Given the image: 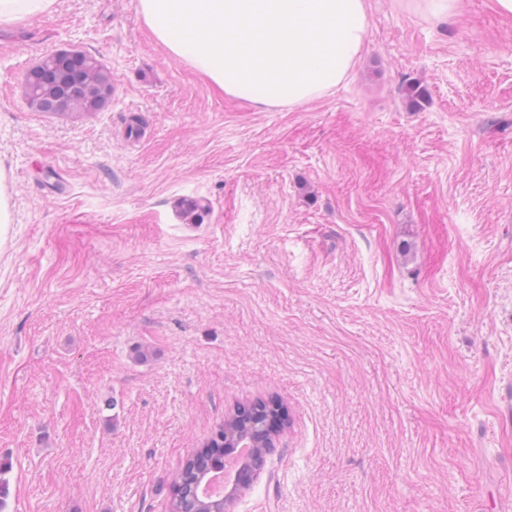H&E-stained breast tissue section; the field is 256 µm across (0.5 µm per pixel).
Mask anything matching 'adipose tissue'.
I'll list each match as a JSON object with an SVG mask.
<instances>
[{
	"mask_svg": "<svg viewBox=\"0 0 512 512\" xmlns=\"http://www.w3.org/2000/svg\"><path fill=\"white\" fill-rule=\"evenodd\" d=\"M166 50L234 97L305 105L344 82L369 28L367 0H139Z\"/></svg>",
	"mask_w": 512,
	"mask_h": 512,
	"instance_id": "ef3b65f1",
	"label": "adipose tissue"
}]
</instances>
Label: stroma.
Here are the masks:
<instances>
[{
  "mask_svg": "<svg viewBox=\"0 0 512 512\" xmlns=\"http://www.w3.org/2000/svg\"><path fill=\"white\" fill-rule=\"evenodd\" d=\"M368 5L351 77L289 108L226 96L139 0L0 26V512H170L192 449L271 398L233 512L512 498V16ZM61 49L111 71L102 112L28 105Z\"/></svg>",
  "mask_w": 512,
  "mask_h": 512,
  "instance_id": "35a3bbf8",
  "label": "stroma"
}]
</instances>
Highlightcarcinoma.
Here are the masks:
<instances>
[{
	"label": "carcinoma",
	"mask_w": 512,
	"mask_h": 512,
	"mask_svg": "<svg viewBox=\"0 0 512 512\" xmlns=\"http://www.w3.org/2000/svg\"><path fill=\"white\" fill-rule=\"evenodd\" d=\"M26 100L38 112L87 114L99 112L112 98V75L95 55L51 52L23 77ZM224 468V426L195 449L174 476L172 512H224V497L201 493L197 477Z\"/></svg>",
	"instance_id": "carcinoma-1"
}]
</instances>
